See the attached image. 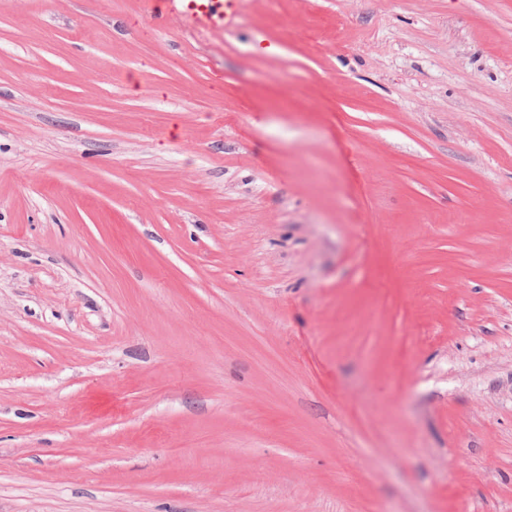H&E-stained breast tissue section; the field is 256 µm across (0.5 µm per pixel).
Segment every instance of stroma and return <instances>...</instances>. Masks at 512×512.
I'll return each instance as SVG.
<instances>
[{
	"label": "stroma",
	"instance_id": "stroma-1",
	"mask_svg": "<svg viewBox=\"0 0 512 512\" xmlns=\"http://www.w3.org/2000/svg\"><path fill=\"white\" fill-rule=\"evenodd\" d=\"M0 0V512H512V0ZM238 0H167L166 11L155 14L154 23L163 28L171 15L191 21L197 28L207 30L224 25L229 8Z\"/></svg>",
	"mask_w": 512,
	"mask_h": 512
}]
</instances>
